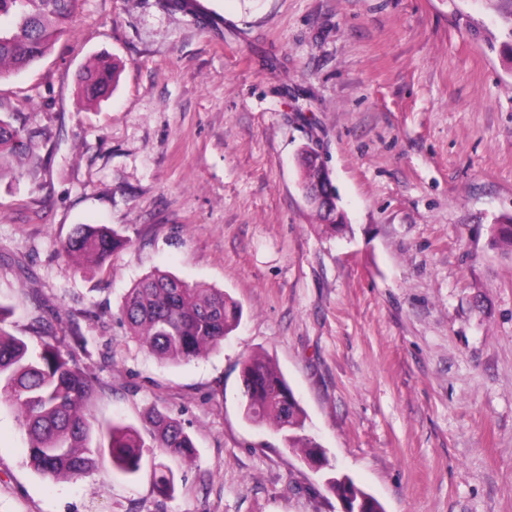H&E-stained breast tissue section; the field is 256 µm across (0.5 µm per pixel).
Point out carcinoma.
Segmentation results:
<instances>
[{
    "mask_svg": "<svg viewBox=\"0 0 512 512\" xmlns=\"http://www.w3.org/2000/svg\"><path fill=\"white\" fill-rule=\"evenodd\" d=\"M78 0H0V17L13 25L0 27V78L39 61L70 30ZM118 64L100 58L88 65L79 85L80 97L98 103L115 90ZM25 131L0 118V173L9 161L25 152ZM306 164L301 179L326 190L315 150H303ZM491 231L495 245L512 250V215L495 220ZM125 239L106 225L82 224L64 244L92 264L102 263ZM121 315L129 333L158 357L174 362L199 358L218 347L241 321L240 306L215 288H190L172 274L154 271L131 288ZM244 418L269 424L282 435L285 447L312 456L320 445L305 431L306 415L284 375L271 359L252 354L240 362ZM96 389L95 378L75 361L71 346L61 340L33 344L0 326V401L20 413L27 437L31 465L52 481L77 479L108 452L112 464L124 475L137 474L147 449L159 451L151 458L156 488L168 494L175 489V473L163 458L187 459L195 445L181 422L156 409L148 411L137 428L122 422L95 426L87 411Z\"/></svg>",
    "mask_w": 512,
    "mask_h": 512,
    "instance_id": "1",
    "label": "carcinoma"
}]
</instances>
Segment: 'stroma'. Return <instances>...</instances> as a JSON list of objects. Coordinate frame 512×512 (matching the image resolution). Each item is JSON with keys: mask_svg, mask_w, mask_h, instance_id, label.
Wrapping results in <instances>:
<instances>
[{"mask_svg": "<svg viewBox=\"0 0 512 512\" xmlns=\"http://www.w3.org/2000/svg\"><path fill=\"white\" fill-rule=\"evenodd\" d=\"M79 0L69 33L0 79L27 134L0 177V306L28 336H82L102 424L159 409L190 433L161 495L109 454L75 481L30 465L0 405V512H339L350 476L385 512H512V0ZM120 60L112 96L78 94ZM321 154L348 228L300 187ZM80 224L125 244L67 256ZM161 269L242 307L208 355L157 358L120 319ZM270 357L332 469L242 413L240 362ZM119 76L118 64L108 58H100L88 65L79 85L80 97L86 103H98L115 90Z\"/></svg>", "mask_w": 512, "mask_h": 512, "instance_id": "stroma-1", "label": "stroma"}]
</instances>
